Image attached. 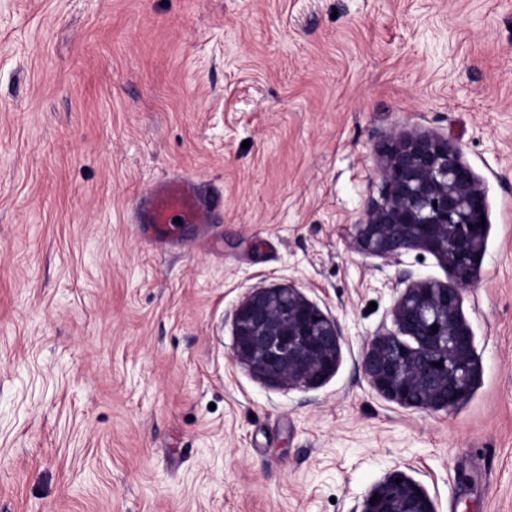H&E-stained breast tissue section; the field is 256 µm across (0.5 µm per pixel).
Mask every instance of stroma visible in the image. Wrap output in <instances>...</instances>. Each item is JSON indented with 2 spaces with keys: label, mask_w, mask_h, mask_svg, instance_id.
<instances>
[{
  "label": "stroma",
  "mask_w": 512,
  "mask_h": 512,
  "mask_svg": "<svg viewBox=\"0 0 512 512\" xmlns=\"http://www.w3.org/2000/svg\"><path fill=\"white\" fill-rule=\"evenodd\" d=\"M394 132L448 137L488 234L479 375L405 408L361 367L433 254L351 245ZM195 174L210 223L122 219ZM335 318V372L231 359L254 288ZM437 512H512V0H0V512H359L393 470Z\"/></svg>",
  "instance_id": "35a3bbf8"
}]
</instances>
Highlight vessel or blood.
Wrapping results in <instances>:
<instances>
[{
  "instance_id": "obj_1",
  "label": "vessel or blood",
  "mask_w": 512,
  "mask_h": 512,
  "mask_svg": "<svg viewBox=\"0 0 512 512\" xmlns=\"http://www.w3.org/2000/svg\"><path fill=\"white\" fill-rule=\"evenodd\" d=\"M212 201L199 190L194 177L185 172L171 174L153 184L137 203V220L151 226V241L160 240L174 221L185 224L207 223Z\"/></svg>"
}]
</instances>
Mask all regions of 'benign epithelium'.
<instances>
[{"label":"benign epithelium","mask_w":512,"mask_h":512,"mask_svg":"<svg viewBox=\"0 0 512 512\" xmlns=\"http://www.w3.org/2000/svg\"><path fill=\"white\" fill-rule=\"evenodd\" d=\"M379 156V196L355 225L357 250L382 259L428 252L445 263L450 281L418 279L404 289L392 309L393 328L378 332L363 353V373L402 407L452 409L468 399L478 373L461 301L475 284L485 246V192L446 137L394 133ZM232 327V360L272 386L315 388L340 359L336 319L292 285L253 289L236 307ZM361 512L436 508L416 481L395 470L364 498Z\"/></svg>","instance_id":"7a95c632"}]
</instances>
